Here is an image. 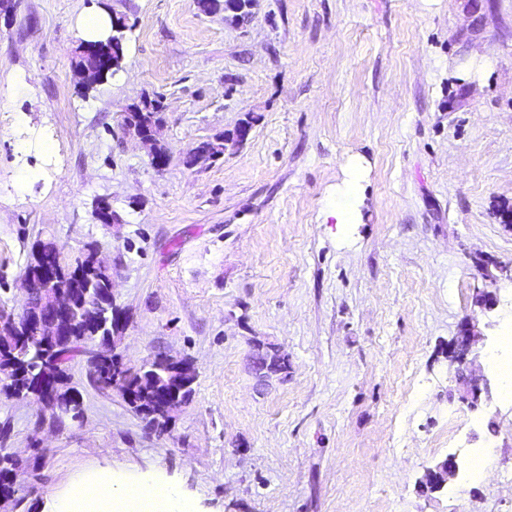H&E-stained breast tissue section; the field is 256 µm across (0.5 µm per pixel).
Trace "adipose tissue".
I'll use <instances>...</instances> for the list:
<instances>
[{
	"instance_id": "1",
	"label": "adipose tissue",
	"mask_w": 512,
	"mask_h": 512,
	"mask_svg": "<svg viewBox=\"0 0 512 512\" xmlns=\"http://www.w3.org/2000/svg\"><path fill=\"white\" fill-rule=\"evenodd\" d=\"M55 512H197V504L164 479L106 473L74 482Z\"/></svg>"
}]
</instances>
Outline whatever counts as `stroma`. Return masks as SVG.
Wrapping results in <instances>:
<instances>
[{"label": "stroma", "mask_w": 512, "mask_h": 512, "mask_svg": "<svg viewBox=\"0 0 512 512\" xmlns=\"http://www.w3.org/2000/svg\"><path fill=\"white\" fill-rule=\"evenodd\" d=\"M88 10L125 28L121 69L86 91ZM9 91L0 311L24 308L37 240L96 244L124 360L185 358L198 377L163 432L83 356L77 418L0 393V455L21 463L6 512H51L106 466L165 474L203 512H512L498 467L465 475L489 442L512 468V400L487 361L512 324V0H256L241 24L195 0H0ZM145 99L162 104L161 171L122 125ZM245 120L246 141L188 164ZM355 159L357 220L324 221ZM102 199L118 223L95 219ZM469 318L481 339L461 367L448 343ZM259 341L286 372L255 376ZM473 372L490 385L474 408ZM451 455L457 477L422 489Z\"/></svg>", "instance_id": "stroma-1"}]
</instances>
